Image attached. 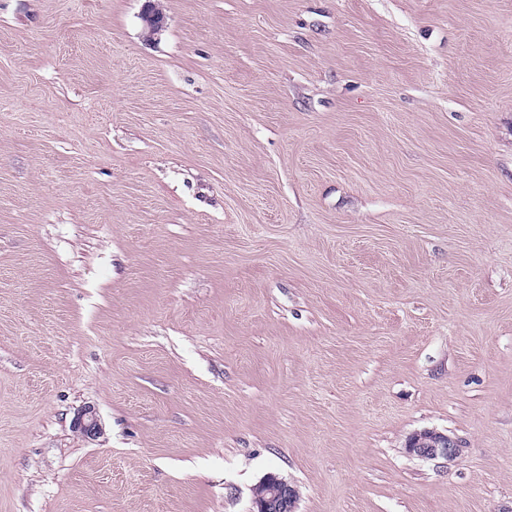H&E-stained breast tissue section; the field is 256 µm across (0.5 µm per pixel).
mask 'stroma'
<instances>
[{
    "instance_id": "obj_1",
    "label": "stroma",
    "mask_w": 512,
    "mask_h": 512,
    "mask_svg": "<svg viewBox=\"0 0 512 512\" xmlns=\"http://www.w3.org/2000/svg\"><path fill=\"white\" fill-rule=\"evenodd\" d=\"M268 474L512 508V0H0V512ZM73 428L85 438L95 439L98 437L100 426L94 409L87 407L78 413L74 420ZM408 453L420 458L453 460L460 454V443L448 434L435 429L414 433L406 443Z\"/></svg>"
}]
</instances>
